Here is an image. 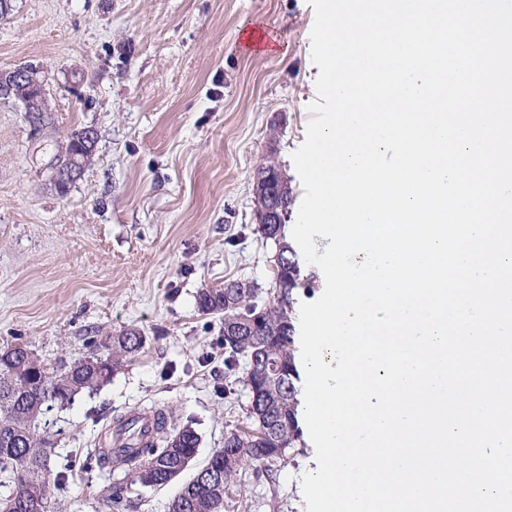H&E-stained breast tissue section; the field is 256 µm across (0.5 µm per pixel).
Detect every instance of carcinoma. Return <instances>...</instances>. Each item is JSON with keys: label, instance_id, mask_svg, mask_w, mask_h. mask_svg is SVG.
Segmentation results:
<instances>
[{"label": "carcinoma", "instance_id": "cac0c4a2", "mask_svg": "<svg viewBox=\"0 0 512 512\" xmlns=\"http://www.w3.org/2000/svg\"><path fill=\"white\" fill-rule=\"evenodd\" d=\"M266 171L262 165L254 173L255 204L258 210L276 204V234H270L266 224L258 225V232L275 241V266L288 262L274 276L272 302L259 303L261 289L254 282L242 280L227 281L223 288H205L196 298L202 314L219 315L226 323L257 316L251 332L232 339L224 335L221 341L227 371L236 368L239 358H247L244 382L250 392L247 411L253 426L225 436L235 441L239 455L230 461L227 455L232 449L212 451L205 466L217 473V481L201 483L195 477L190 479L172 501L169 512H224V492L236 483L243 466L253 464L268 471L285 460L287 450L298 440L294 385L298 370L289 308L292 292L299 285V270L284 238L293 195L280 167H275L272 182L265 179ZM144 343L136 329L123 330L103 340L90 336L87 353L74 362L62 358L40 360L19 344L0 349V487L7 489L6 494L0 495V512H50L53 490L61 477L50 468L53 439L47 433L38 434L44 410L55 405L63 407L81 391L99 388L100 363L109 362L116 372L138 357ZM181 431V447H169L170 432L163 417L151 441L143 440L131 448L97 449L86 459L95 457L101 463L113 461L126 466V480L132 484L165 486L182 474L180 465L185 457L198 454L197 431L189 424ZM252 448L263 452L255 455L250 452Z\"/></svg>", "mask_w": 512, "mask_h": 512}]
</instances>
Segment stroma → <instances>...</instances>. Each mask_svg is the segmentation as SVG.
<instances>
[{
  "mask_svg": "<svg viewBox=\"0 0 512 512\" xmlns=\"http://www.w3.org/2000/svg\"><path fill=\"white\" fill-rule=\"evenodd\" d=\"M313 23L307 0H11L0 17V71L37 66L51 108L38 129L0 100V347L72 362L90 336L146 338L111 383L48 413L51 465H73L53 512H168L181 481L128 486L114 505L116 474L80 468L131 410L192 425L199 466L250 426L243 383L229 399L215 392L223 325L196 298L229 280L273 286L277 249L256 231L253 174L274 161L301 203L292 154L316 98ZM249 25L276 50L250 51ZM81 127L97 144L61 194L52 165ZM315 456L303 436L273 479L245 465L224 512H306L301 477Z\"/></svg>",
  "mask_w": 512,
  "mask_h": 512,
  "instance_id": "stroma-1",
  "label": "stroma"
}]
</instances>
